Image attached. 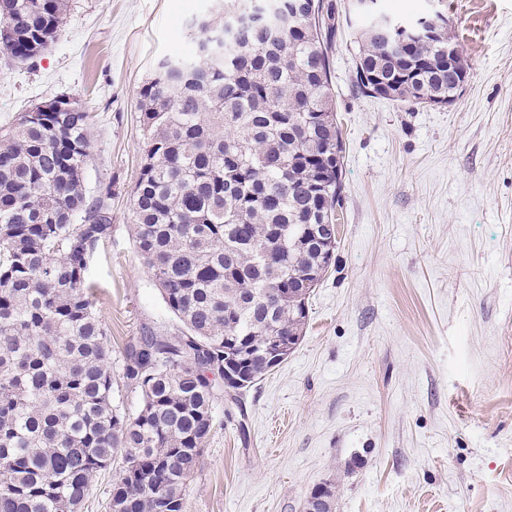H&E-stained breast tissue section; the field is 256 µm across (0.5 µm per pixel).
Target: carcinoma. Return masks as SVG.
Returning a JSON list of instances; mask_svg holds the SVG:
<instances>
[{
	"mask_svg": "<svg viewBox=\"0 0 512 512\" xmlns=\"http://www.w3.org/2000/svg\"><path fill=\"white\" fill-rule=\"evenodd\" d=\"M279 24L240 18L223 61L191 48L158 61L139 91L145 133L132 193L135 247L177 318L145 332L122 379L138 411L112 405V345L96 314L88 260L112 232L111 190L88 200L89 114L22 116L0 130V512H80L97 475L121 462L107 507L183 512V491L213 428L224 364L249 384L274 369L277 338L299 344L310 294L336 243L343 143L331 87L329 0H275ZM66 0H0V48L20 59L52 41ZM365 96L448 105L466 82L448 58V19L425 34L359 29ZM304 512H335L331 485Z\"/></svg>",
	"mask_w": 512,
	"mask_h": 512,
	"instance_id": "carcinoma-1",
	"label": "carcinoma"
}]
</instances>
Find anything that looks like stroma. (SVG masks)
Listing matches in <instances>:
<instances>
[{
	"mask_svg": "<svg viewBox=\"0 0 512 512\" xmlns=\"http://www.w3.org/2000/svg\"><path fill=\"white\" fill-rule=\"evenodd\" d=\"M332 41L344 142L336 264L279 366L220 394L184 512H512V0H444L470 66L454 104H399L354 84L351 0ZM224 0H69L39 56L0 51V128L61 96L91 115L87 197L112 234L88 263L120 373L127 345L175 335L134 244L139 89ZM312 499L317 500L315 503ZM313 508L314 511H311ZM335 497L332 491L331 484H323L316 486L307 497L305 502V512H334L335 511Z\"/></svg>",
	"mask_w": 512,
	"mask_h": 512,
	"instance_id": "obj_1",
	"label": "stroma"
}]
</instances>
